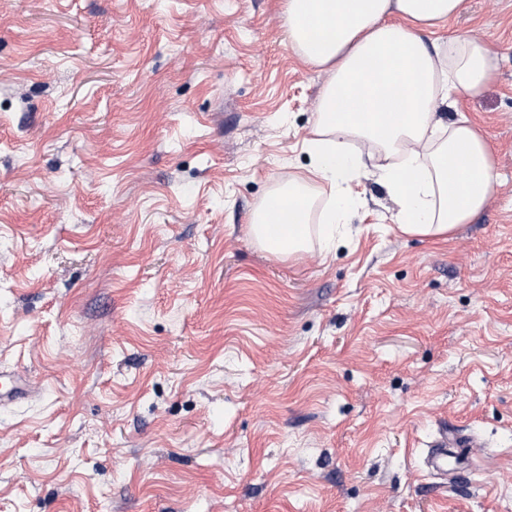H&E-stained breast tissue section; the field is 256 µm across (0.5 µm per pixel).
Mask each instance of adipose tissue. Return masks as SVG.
Wrapping results in <instances>:
<instances>
[{
	"label": "adipose tissue",
	"instance_id": "1",
	"mask_svg": "<svg viewBox=\"0 0 512 512\" xmlns=\"http://www.w3.org/2000/svg\"><path fill=\"white\" fill-rule=\"evenodd\" d=\"M464 0H286L288 39L334 80L320 101L311 163L257 209L250 234L268 253L292 256L310 242L307 188L329 189L324 251L355 207L351 185L374 167L408 234L447 236L473 220L496 185L493 153L468 122H443L439 106L491 77V51L473 39L425 41Z\"/></svg>",
	"mask_w": 512,
	"mask_h": 512
}]
</instances>
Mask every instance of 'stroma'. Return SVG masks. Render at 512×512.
I'll return each mask as SVG.
<instances>
[{
  "label": "stroma",
  "mask_w": 512,
  "mask_h": 512,
  "mask_svg": "<svg viewBox=\"0 0 512 512\" xmlns=\"http://www.w3.org/2000/svg\"><path fill=\"white\" fill-rule=\"evenodd\" d=\"M437 35L492 51L444 113L486 207L408 235L367 173L279 258L249 225L331 78L283 0H0V512H512V0ZM36 387L19 373L0 371V406L12 404L17 400L29 399ZM425 457V465L428 470L436 473H445L448 471V431L445 430L440 436L431 443Z\"/></svg>",
  "instance_id": "obj_1"
}]
</instances>
